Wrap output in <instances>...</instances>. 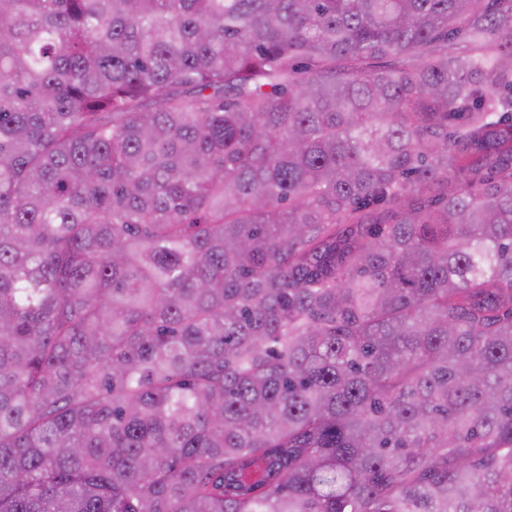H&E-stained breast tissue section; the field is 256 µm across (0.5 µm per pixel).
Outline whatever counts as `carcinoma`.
<instances>
[{
    "label": "carcinoma",
    "instance_id": "obj_1",
    "mask_svg": "<svg viewBox=\"0 0 512 512\" xmlns=\"http://www.w3.org/2000/svg\"><path fill=\"white\" fill-rule=\"evenodd\" d=\"M0 512H512V0H0Z\"/></svg>",
    "mask_w": 512,
    "mask_h": 512
}]
</instances>
